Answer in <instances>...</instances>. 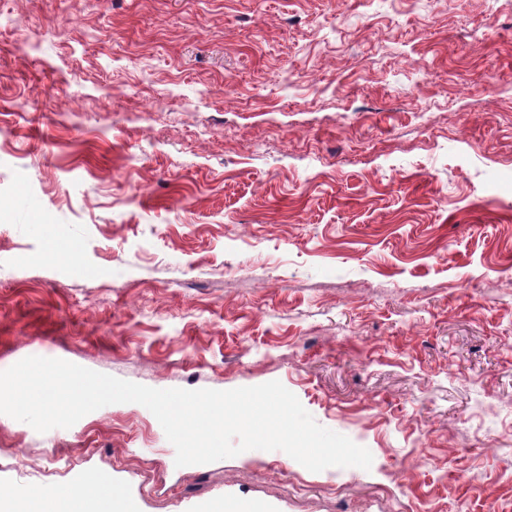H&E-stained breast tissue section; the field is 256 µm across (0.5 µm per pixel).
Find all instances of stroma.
Wrapping results in <instances>:
<instances>
[{
  "label": "stroma",
  "instance_id": "stroma-1",
  "mask_svg": "<svg viewBox=\"0 0 512 512\" xmlns=\"http://www.w3.org/2000/svg\"><path fill=\"white\" fill-rule=\"evenodd\" d=\"M280 381L370 470L0 414V490L512 512V0H0V371Z\"/></svg>",
  "mask_w": 512,
  "mask_h": 512
}]
</instances>
